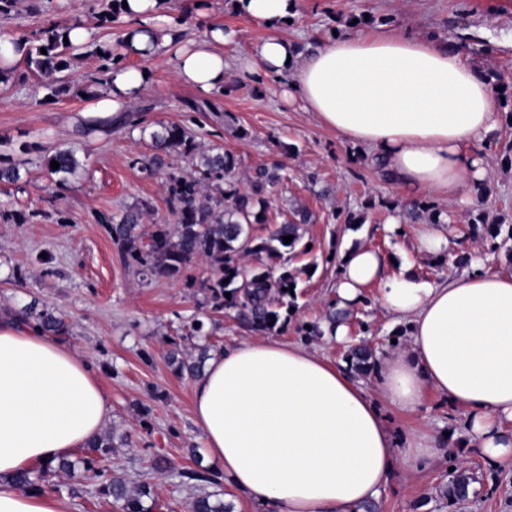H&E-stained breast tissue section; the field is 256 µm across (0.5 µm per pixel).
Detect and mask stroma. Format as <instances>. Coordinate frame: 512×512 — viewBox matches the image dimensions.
<instances>
[{"label":"stroma","mask_w":512,"mask_h":512,"mask_svg":"<svg viewBox=\"0 0 512 512\" xmlns=\"http://www.w3.org/2000/svg\"><path fill=\"white\" fill-rule=\"evenodd\" d=\"M299 13L284 29L288 39L308 44L340 26L349 16H367L368 32L411 31L455 43L469 63L493 70L512 88V0H298ZM187 9L185 0H170V15L183 19L184 36L202 37L206 24L234 30L235 43L225 53L233 57L266 38L259 22L231 12L224 0H198ZM105 0H14L0 14V36L36 39L43 28L80 24L95 42L116 44L125 23L102 24ZM492 46L484 54L483 46ZM175 53L156 60L125 56L127 66L151 72L148 86L128 111L144 124L186 126L202 149L221 147L235 155L238 178L247 181L261 166H277L283 182L269 211L270 221L256 224L252 233L267 237L279 223L285 201L303 204L312 220L304 239L314 245L310 254L292 260L297 274V299L283 310V324L270 338L317 350L332 364L348 369L351 350L364 344L372 352L407 342L406 330H390L378 301L377 287L366 290L351 313L347 344L305 335L304 329L323 323L333 294L337 262L348 247L367 245L391 257L405 253L417 270L437 278L455 272L454 256L482 253L486 271L512 270V125L503 124L497 138L480 146L494 177L480 202L454 211L450 256L434 263L411 250V239L394 234L392 218L404 217L414 199L402 192L380 165L317 122L299 106L285 103L278 91L228 74L234 91L227 96L202 93L180 83L174 73ZM41 76L18 66L13 82L0 83V156L24 160L22 179L0 184V208L28 213L24 224L0 220V315L21 311L29 303L64 314L69 331L62 335L80 358L96 369L112 403L108 429L128 435L129 445L117 449L113 460L131 481L156 485L157 512H190L193 491L176 473L201 465L211 467L192 414L194 377L178 375L168 359L173 345L195 351L199 340L189 333L193 319L210 329V345L220 351L236 341L255 337V330L235 319L233 311H213L206 302L207 265L194 266L181 278L146 277L129 265L113 243L101 212L119 214L146 202L152 207L147 224H165L171 215L162 187L163 176L148 175L139 158L151 154L149 136L128 126L84 135L95 114V101L69 91L48 100ZM188 101L216 104L200 113L198 123L185 117ZM31 145L22 154V145ZM74 148L81 166L65 188H56L40 166L38 147ZM353 212L362 219L353 226L337 218ZM499 225L497 236L474 233L472 220ZM400 441L424 432L442 439L444 451L423 473L407 478L395 471L374 505L376 512H512V470L488 469L464 435L445 439L449 420H462L446 400L428 393L414 414L388 412ZM166 459L171 473L153 469L156 458ZM469 479L467 499H448L445 489L454 475ZM97 472L78 478L61 474L50 486L68 500L71 512H119L95 492Z\"/></svg>","instance_id":"obj_1"}]
</instances>
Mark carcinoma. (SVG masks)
<instances>
[{
    "label": "carcinoma",
    "instance_id": "1",
    "mask_svg": "<svg viewBox=\"0 0 512 512\" xmlns=\"http://www.w3.org/2000/svg\"><path fill=\"white\" fill-rule=\"evenodd\" d=\"M71 31L70 26L47 29L36 45L26 40H8L14 54L27 67L33 66L39 74L50 77L43 88L52 98L70 91V75L66 74L70 59L84 54L86 49L84 45L65 44L64 36ZM150 138L154 153L140 160V164L151 174L165 173L167 203L174 223L153 224L150 231H142L144 217L150 210L147 203L127 209L118 218L101 213L98 222L107 225L126 261L140 266L147 275L177 279L198 262L208 264L211 276L207 288L212 307L234 310L239 320L257 331L271 330L281 319L280 308L295 299L287 291L290 285L297 284L287 255L296 252L301 244L300 225L310 219L307 209L292 205L293 218L284 219L268 238L260 240L252 235L251 228L267 223L269 196L282 181L279 173L259 167L249 180L248 190L242 191L235 180L237 159L233 154L215 148L199 151L193 137L180 125L161 124L150 132ZM172 154L189 159L190 171H165L166 157ZM53 160L59 163L56 170L51 167ZM40 163L56 186L66 184L79 168L71 148H47ZM20 180L21 162L0 158V183L15 184ZM288 235L292 241L285 244L283 237ZM301 252L307 253L309 249L304 247ZM250 256L257 260V265L246 273L242 261ZM268 259L273 264L266 263ZM227 292L231 297H225ZM21 317L48 335L67 332L64 317L53 310L31 307ZM207 358L205 345L198 347L195 356H185L177 347L170 351L171 362L181 372L200 373ZM126 443L125 439L115 442L113 433L105 431L87 445L88 453L79 460L61 458L54 465L49 463L19 473L14 482L24 489L41 491L43 483L59 473L73 476L81 468L96 469L104 477L99 496L112 499L121 512H154L158 501L152 483L142 481L133 485L103 466L112 459L114 449ZM191 512H227V506L219 494L200 487L193 495Z\"/></svg>",
    "mask_w": 512,
    "mask_h": 512
}]
</instances>
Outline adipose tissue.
Segmentation results:
<instances>
[{
    "label": "adipose tissue",
    "instance_id": "ef3b65f1",
    "mask_svg": "<svg viewBox=\"0 0 512 512\" xmlns=\"http://www.w3.org/2000/svg\"><path fill=\"white\" fill-rule=\"evenodd\" d=\"M270 36L240 55L239 77L278 88L322 126L367 148L411 195L465 204L490 180L477 144L494 139L496 90L460 50L412 32L345 30L301 52L281 36L297 0H234ZM234 31L208 26L187 41L176 78L220 92ZM143 71L112 64L99 109L117 112L148 85ZM452 214L415 225L423 256L442 259ZM471 269L433 280L411 262L388 272L379 252L349 248L334 284L335 320L323 334L343 342L345 318L379 285L393 325L408 324V347L378 354L375 390L306 347L243 339L210 359L194 383V423L210 459L233 486L274 512H354L396 469L414 475L440 449L428 435L398 447L383 407L414 413L433 392L468 414L470 445L494 468L512 469V272ZM111 401L92 366L39 328L0 320V512H69L66 499L24 491L17 472L85 447L107 425Z\"/></svg>",
    "mask_w": 512,
    "mask_h": 512
}]
</instances>
